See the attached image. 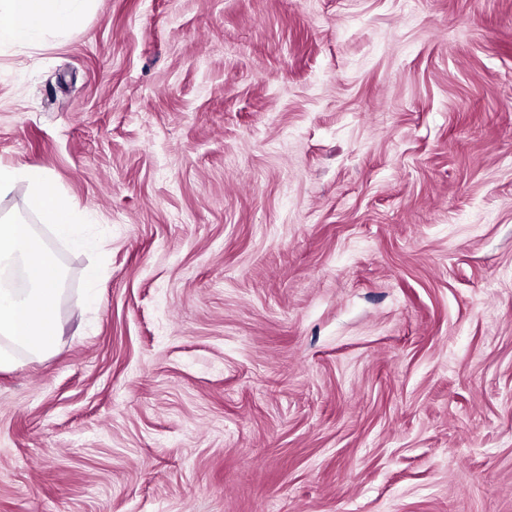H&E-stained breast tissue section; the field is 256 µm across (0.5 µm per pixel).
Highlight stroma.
Listing matches in <instances>:
<instances>
[{
	"label": "stroma",
	"instance_id": "stroma-1",
	"mask_svg": "<svg viewBox=\"0 0 512 512\" xmlns=\"http://www.w3.org/2000/svg\"><path fill=\"white\" fill-rule=\"evenodd\" d=\"M18 163L87 244L0 197L66 273L0 512H512V0H92Z\"/></svg>",
	"mask_w": 512,
	"mask_h": 512
}]
</instances>
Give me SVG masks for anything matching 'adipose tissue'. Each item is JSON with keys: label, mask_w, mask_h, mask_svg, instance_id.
Instances as JSON below:
<instances>
[{"label": "adipose tissue", "mask_w": 512, "mask_h": 512, "mask_svg": "<svg viewBox=\"0 0 512 512\" xmlns=\"http://www.w3.org/2000/svg\"><path fill=\"white\" fill-rule=\"evenodd\" d=\"M86 0H0V46L37 43L47 33L64 34L80 22ZM29 189L30 207L61 238L78 242L73 207L39 165H0V194L17 184ZM19 268L24 285L0 286V370L17 352L51 354L61 334L49 314L62 292L64 271L33 225L0 216V271Z\"/></svg>", "instance_id": "1"}]
</instances>
